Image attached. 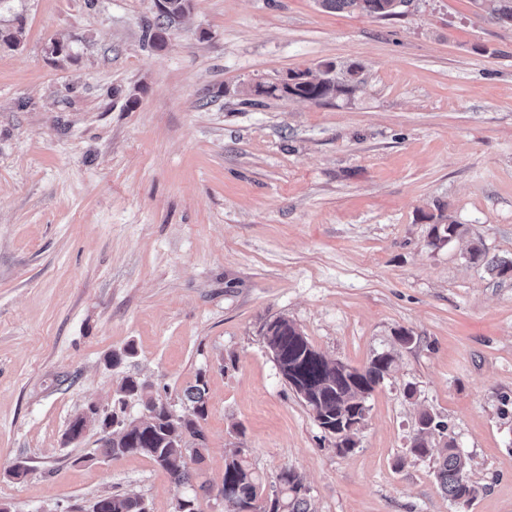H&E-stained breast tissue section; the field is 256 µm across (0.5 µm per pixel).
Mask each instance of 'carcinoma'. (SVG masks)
Segmentation results:
<instances>
[{
  "mask_svg": "<svg viewBox=\"0 0 512 512\" xmlns=\"http://www.w3.org/2000/svg\"><path fill=\"white\" fill-rule=\"evenodd\" d=\"M329 11L358 13L370 17L397 14L404 0H319ZM159 18L174 24L192 7L191 0H155ZM308 72H290L278 84L256 86L255 93L299 99L324 100L348 88L331 82L312 83ZM265 340L279 371L290 387L304 393L302 401L320 426L336 429L342 420L354 417L361 424L366 419L367 399L377 383L392 368V359L378 355L363 369L354 372L337 367L307 340L300 330L285 318L266 325ZM185 410L174 417L170 406L153 397L147 386L135 376L121 379L113 397L112 414L124 412L128 401L141 403L149 416L131 427L123 422L97 441L96 451L104 458L126 455L149 458L170 477L176 489L189 488L180 495L190 508L185 512H202L200 501L211 499L207 483L193 484L190 464L204 463L208 451L202 421L207 416L206 382L198 373L195 384L184 391ZM420 430L413 437L410 452L418 457L437 455L436 478L443 493L452 502H469L479 489L468 475L469 457L456 447L454 439L444 435L445 425L434 422L424 413L419 418ZM220 512H265L264 504L272 503L271 512H311L303 477L293 469L281 471L277 484L264 493L260 478L243 457V449L230 448L224 457V481ZM92 512H149L145 500L135 494L101 496L92 504Z\"/></svg>",
  "mask_w": 512,
  "mask_h": 512,
  "instance_id": "cac0c4a2",
  "label": "carcinoma"
}]
</instances>
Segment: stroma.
I'll return each instance as SVG.
<instances>
[{"label": "stroma", "instance_id": "1", "mask_svg": "<svg viewBox=\"0 0 512 512\" xmlns=\"http://www.w3.org/2000/svg\"><path fill=\"white\" fill-rule=\"evenodd\" d=\"M155 15L0 0L22 32L0 49V502L90 512L135 493L174 512L150 459L64 433L126 375L179 410L201 373L213 490L240 448L264 486L298 471L315 512H512V275L487 264L512 260V26L489 0L385 18L192 0L158 48ZM326 63L349 93L250 104ZM450 222L461 236L437 240ZM279 317L349 366L394 357L352 451L282 378L264 339ZM425 412L468 456L472 503L410 453Z\"/></svg>", "mask_w": 512, "mask_h": 512}]
</instances>
